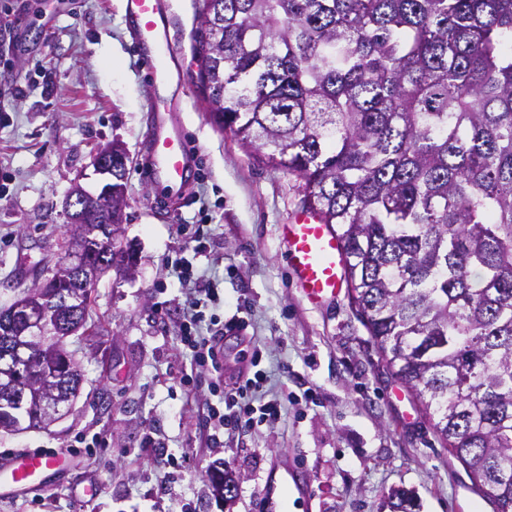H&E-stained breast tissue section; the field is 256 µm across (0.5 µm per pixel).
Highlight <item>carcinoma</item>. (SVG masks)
<instances>
[{
	"instance_id": "obj_1",
	"label": "carcinoma",
	"mask_w": 512,
	"mask_h": 512,
	"mask_svg": "<svg viewBox=\"0 0 512 512\" xmlns=\"http://www.w3.org/2000/svg\"><path fill=\"white\" fill-rule=\"evenodd\" d=\"M206 109L266 165L304 180L340 238L355 307L434 433L512 512V0H198ZM126 167L112 163V223ZM71 229L89 279L28 289L71 300L48 343L0 308V430L41 427L82 372L54 341L84 325L106 260L104 205ZM392 512H413L403 490Z\"/></svg>"
}]
</instances>
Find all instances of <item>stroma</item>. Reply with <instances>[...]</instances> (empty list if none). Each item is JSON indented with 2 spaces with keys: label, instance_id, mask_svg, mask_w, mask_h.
Listing matches in <instances>:
<instances>
[{
  "label": "stroma",
  "instance_id": "obj_1",
  "mask_svg": "<svg viewBox=\"0 0 512 512\" xmlns=\"http://www.w3.org/2000/svg\"><path fill=\"white\" fill-rule=\"evenodd\" d=\"M167 2V95L196 169L186 191L161 194L141 174L151 88L125 0H0V46L11 47L0 65V307L62 261L66 197L78 184L98 192L94 152L116 140L130 156L119 242L133 259L131 275L95 282L88 330L66 341L84 374L71 411L43 429L0 431V460L82 434L104 446L35 496L0 499V512H256L265 487L289 474L309 488L289 512H390L398 487L417 512H498L386 367L347 292L321 306L303 298L278 227L302 211L304 184L213 122L192 67L198 2ZM185 224L211 244L196 264L222 298L208 314L250 309L245 341H227L226 374L261 351L265 389L288 408L277 425L224 431L219 447L207 439L210 392L182 382L183 296L170 260L193 245ZM224 468L237 482L230 499L210 482Z\"/></svg>",
  "mask_w": 512,
  "mask_h": 512
}]
</instances>
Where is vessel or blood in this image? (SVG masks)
Returning a JSON list of instances; mask_svg holds the SVG:
<instances>
[{
	"label": "vessel or blood",
	"mask_w": 512,
	"mask_h": 512,
	"mask_svg": "<svg viewBox=\"0 0 512 512\" xmlns=\"http://www.w3.org/2000/svg\"><path fill=\"white\" fill-rule=\"evenodd\" d=\"M125 10L142 48L145 76L153 94L148 108L156 118L148 142V161L143 169L152 186H183L192 152L163 90L172 79L169 63L175 53L165 36L166 17L161 0H127ZM288 269L303 296L320 305L336 297L344 283V255L341 242L330 225L319 216L301 211L290 223L281 225ZM71 459L67 450L47 453L20 450L0 463V496L14 498L46 489L51 472L64 469Z\"/></svg>",
	"instance_id": "1"
}]
</instances>
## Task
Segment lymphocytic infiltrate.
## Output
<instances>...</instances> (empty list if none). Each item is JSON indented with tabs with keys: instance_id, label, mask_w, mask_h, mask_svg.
I'll list each match as a JSON object with an SVG mask.
<instances>
[{
	"instance_id": "obj_1",
	"label": "lymphocytic infiltrate",
	"mask_w": 512,
	"mask_h": 512,
	"mask_svg": "<svg viewBox=\"0 0 512 512\" xmlns=\"http://www.w3.org/2000/svg\"><path fill=\"white\" fill-rule=\"evenodd\" d=\"M209 247L205 242H197L192 248L191 256L176 259L174 270L180 283L186 284L185 315L180 328L179 341L190 361V375L184 376L185 384L194 389H208L218 393L216 402L208 403L207 409L210 420L215 428L236 429L251 427L261 423L272 424L282 416V407L277 399L255 401L253 395L264 380L265 373L261 371L260 354H253L248 369L239 371L235 381L228 390H220L216 381H205L204 372L222 373L224 359V335L228 332L242 331L245 322L242 317L232 316L225 323L222 331L204 335L203 309L207 302L217 300L218 291L213 283L194 274L196 258L208 255Z\"/></svg>"
}]
</instances>
